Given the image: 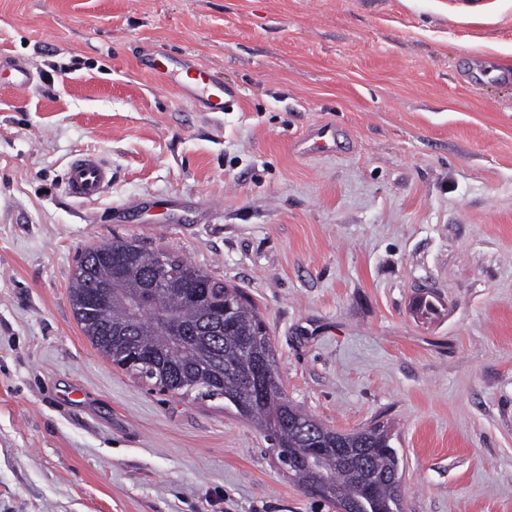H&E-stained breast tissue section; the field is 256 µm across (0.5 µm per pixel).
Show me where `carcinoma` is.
<instances>
[{
	"label": "carcinoma",
	"mask_w": 512,
	"mask_h": 512,
	"mask_svg": "<svg viewBox=\"0 0 512 512\" xmlns=\"http://www.w3.org/2000/svg\"><path fill=\"white\" fill-rule=\"evenodd\" d=\"M163 250L137 239H116L86 250L71 274L74 318L91 345L113 365L125 368L133 348L155 362V386L173 394L222 398L224 408L253 423L272 447L296 453L301 463L311 448L322 449L324 484L317 497L350 512H403L398 450L381 424L343 433L328 428L288 400L277 371L274 346L259 309L235 285L211 277L177 254L179 275L163 282L159 303L166 319L139 312L134 297ZM112 295L90 302L96 287ZM267 369L263 395L250 393L255 370Z\"/></svg>",
	"instance_id": "obj_1"
}]
</instances>
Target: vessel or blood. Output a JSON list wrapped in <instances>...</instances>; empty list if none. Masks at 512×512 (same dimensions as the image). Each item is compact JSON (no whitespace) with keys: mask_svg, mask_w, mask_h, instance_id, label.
Returning a JSON list of instances; mask_svg holds the SVG:
<instances>
[{"mask_svg":"<svg viewBox=\"0 0 512 512\" xmlns=\"http://www.w3.org/2000/svg\"><path fill=\"white\" fill-rule=\"evenodd\" d=\"M147 67L165 76L178 89L198 92L210 111L221 112L230 105L229 91L223 78L196 59L175 62L164 54L156 53L148 59ZM3 83L8 84L13 93L21 95L31 85L32 76L21 65L0 61V84ZM309 148L320 153L335 152V130L325 125L318 127L311 137ZM111 184V167L92 154L82 155L72 161L66 174L67 191L72 198L78 200L96 199Z\"/></svg>","mask_w":512,"mask_h":512,"instance_id":"vessel-or-blood-1","label":"vessel or blood"}]
</instances>
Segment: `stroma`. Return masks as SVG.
<instances>
[{
	"label": "stroma",
	"instance_id": "1",
	"mask_svg": "<svg viewBox=\"0 0 512 512\" xmlns=\"http://www.w3.org/2000/svg\"><path fill=\"white\" fill-rule=\"evenodd\" d=\"M0 55L34 75L0 87V512H336L91 346L68 284L115 238L243 290L318 421L388 426L404 512H512V0H0ZM320 123L344 149L298 154ZM88 152L112 185L78 201ZM146 66L165 76L178 89L198 92L211 112H224L230 105L226 96H232L224 85V78L194 58L173 62L168 56L156 53ZM112 185V168L93 154L71 162L66 174L69 195L78 200H94Z\"/></svg>",
	"mask_w": 512,
	"mask_h": 512
}]
</instances>
